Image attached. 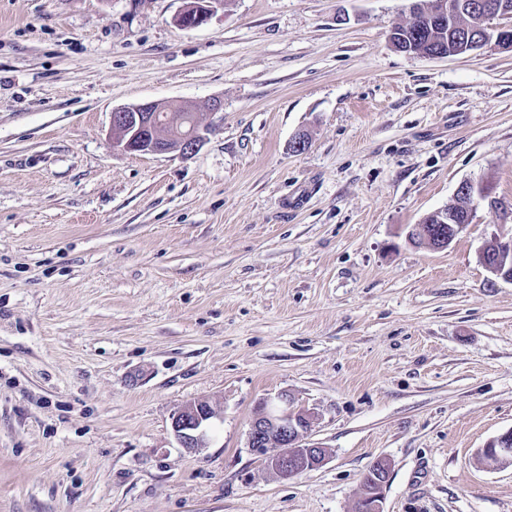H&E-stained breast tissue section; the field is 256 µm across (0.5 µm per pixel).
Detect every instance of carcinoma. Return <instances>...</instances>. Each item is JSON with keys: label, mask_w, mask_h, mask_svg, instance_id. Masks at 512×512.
<instances>
[{"label": "carcinoma", "mask_w": 512, "mask_h": 512, "mask_svg": "<svg viewBox=\"0 0 512 512\" xmlns=\"http://www.w3.org/2000/svg\"><path fill=\"white\" fill-rule=\"evenodd\" d=\"M438 9V0H428L418 16L395 28L392 39L410 43L414 52L431 55L447 47H454L455 39L472 34L471 25L477 15L470 11H460L448 17V23L442 24L437 14Z\"/></svg>", "instance_id": "cac0c4a2"}]
</instances>
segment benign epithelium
Masks as SVG:
<instances>
[{
  "instance_id": "obj_1",
  "label": "benign epithelium",
  "mask_w": 512,
  "mask_h": 512,
  "mask_svg": "<svg viewBox=\"0 0 512 512\" xmlns=\"http://www.w3.org/2000/svg\"><path fill=\"white\" fill-rule=\"evenodd\" d=\"M209 17L207 0H194L185 8L180 23L186 28H195L206 23ZM492 39L504 49L512 47V26L489 25L484 33L456 45L453 54L476 51ZM208 129L209 126L199 120L198 107L192 102L171 108L157 101H144L112 112V144L129 152L190 156L203 145ZM479 207L476 199L469 204L464 224L450 223L446 208L434 211L431 216L442 227L431 223L415 224L407 233L408 241L433 250L446 249L471 223ZM479 259L492 276L512 283V237L506 240L496 233L491 234L479 248ZM216 415L215 408L207 401L183 406L172 420L181 447L188 450L204 447L210 421ZM313 421L314 413L287 393L263 398L250 422L248 447L269 470L282 478L318 468L325 462L328 450L306 442ZM483 455L493 464L511 460L512 429L491 440L483 449ZM387 476V463L381 461L363 486L357 512H382Z\"/></svg>"
}]
</instances>
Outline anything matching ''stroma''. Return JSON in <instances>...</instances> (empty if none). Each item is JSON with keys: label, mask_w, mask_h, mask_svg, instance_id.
<instances>
[{"label": "stroma", "mask_w": 512, "mask_h": 512, "mask_svg": "<svg viewBox=\"0 0 512 512\" xmlns=\"http://www.w3.org/2000/svg\"><path fill=\"white\" fill-rule=\"evenodd\" d=\"M187 3L0 0V512H354L381 459L384 512H512L496 218L406 238L465 180L512 205V51H398L405 0ZM213 99L192 156L112 144L117 108ZM280 393L329 451L290 479L247 446ZM208 3L211 2L205 0L192 1L180 17L181 25L186 28H195L206 23L209 20L211 11L210 6L207 5ZM480 206L479 201L473 199V202L468 205L469 211L464 224H448V222L452 223L450 221L452 218L448 216V208L434 211L430 215L443 226L438 228L431 223L414 224L407 233L408 241L413 244L425 245L433 250L446 249L468 224H471L473 214ZM512 237L505 240L491 233L479 248V259L483 267L496 279L512 283ZM215 408L207 401H195L183 406L174 416L172 427L181 447L202 448L208 440L210 421L216 417ZM486 460L493 463L508 462L512 459V429L491 440L482 450ZM495 463V464H494Z\"/></svg>", "instance_id": "35a3bbf8"}]
</instances>
